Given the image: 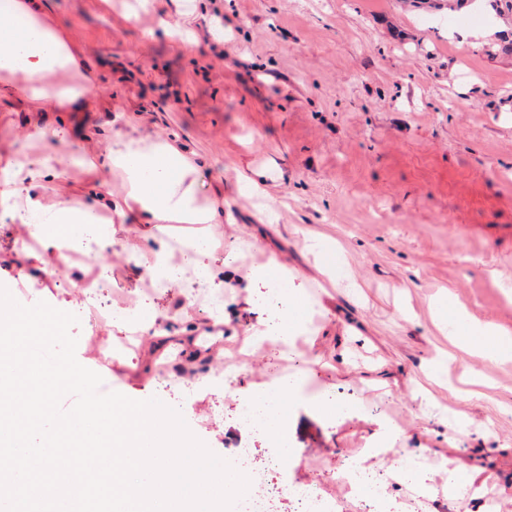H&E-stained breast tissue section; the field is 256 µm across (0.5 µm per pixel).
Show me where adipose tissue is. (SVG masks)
Returning a JSON list of instances; mask_svg holds the SVG:
<instances>
[{"label": "adipose tissue", "instance_id": "adipose-tissue-1", "mask_svg": "<svg viewBox=\"0 0 512 512\" xmlns=\"http://www.w3.org/2000/svg\"><path fill=\"white\" fill-rule=\"evenodd\" d=\"M82 66L78 49L48 15L43 0H0V90L70 112L85 106L90 91ZM63 162L55 149L36 162L27 155H15L4 169L11 191L0 199V208L12 218L26 224L31 233L47 237L58 261H65L69 248L64 225L111 224L134 212L146 224L195 225L193 243L198 259L194 278L212 290L223 287L218 272L207 263L212 243L209 227L217 223L222 205L217 200L199 204L194 179L197 164L192 154L167 140L113 131L107 165L122 178V203H112L103 193L92 204L63 197L44 205L37 191L47 188L51 170ZM304 310L298 296L290 295L288 312L279 329H271L264 322L251 325L254 345L292 346L295 337L304 332ZM448 325L462 353L438 355L435 375L446 374L458 365L469 369L477 362L512 356V336L497 325L457 310L449 311ZM417 459L416 469L401 464L388 471V478L414 485L425 495L434 494L429 480L441 471L447 472L451 490L461 494L473 490L477 482L475 474L462 472L453 460L429 452L419 453Z\"/></svg>", "mask_w": 512, "mask_h": 512}]
</instances>
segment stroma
I'll use <instances>...</instances> for the list:
<instances>
[{"mask_svg":"<svg viewBox=\"0 0 512 512\" xmlns=\"http://www.w3.org/2000/svg\"><path fill=\"white\" fill-rule=\"evenodd\" d=\"M47 10L80 48L92 90L77 112L1 93L0 168L20 150L41 155L60 134L98 165L116 129L176 141L196 156L201 199L224 197L212 237L226 245L258 237L298 271L295 291L316 333L313 345L280 360L256 352L212 395L228 350L263 317L264 283L248 277L260 254L242 252L225 269L222 324L183 289L150 288L126 257L149 240L140 225L116 224L112 249L72 261L70 277L97 276L145 296L148 310L171 316V330L193 333L207 354L192 360L172 348L146 357L129 326L90 332L80 322L71 328L78 362L113 391L147 400L156 395V366L175 359L177 409L228 461L243 446L264 445L235 420L234 403L268 390L276 376L297 377L298 396L285 400L293 452L281 465L284 483L341 470L347 449L368 447L386 417L403 433L376 470L427 448L464 471L479 468L489 487L481 499L449 500L401 486L393 493L400 512H512V360L481 367L476 387L459 369L444 388L426 378L449 346L431 300L512 332V11L488 0L462 12L448 0H197L181 21L184 42L160 26L174 0L144 9L137 0H47ZM476 29L494 36L471 38ZM35 126L44 140H29ZM242 172L257 175L258 194L238 191ZM105 179L121 190L119 178L68 164L45 201H92ZM28 233L0 217V285L15 299L79 314L82 294L44 278L55 251L17 249ZM306 233L334 250L349 280L326 287L300 249ZM22 259L26 278L17 275ZM97 342L112 345L107 363L94 356ZM324 394L350 409L330 418L316 402ZM426 395L467 412L459 447L419 413Z\"/></svg>","mask_w":512,"mask_h":512,"instance_id":"stroma-1","label":"stroma"}]
</instances>
